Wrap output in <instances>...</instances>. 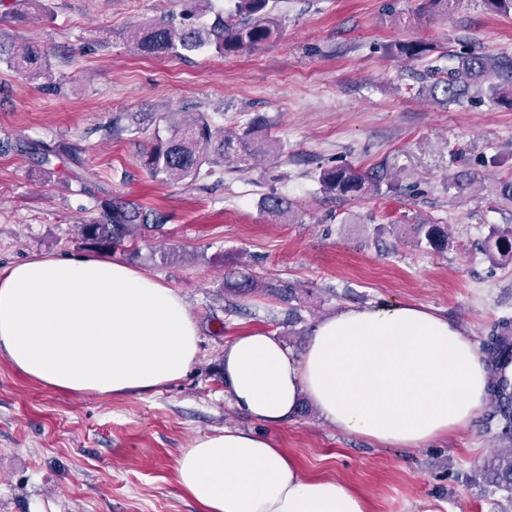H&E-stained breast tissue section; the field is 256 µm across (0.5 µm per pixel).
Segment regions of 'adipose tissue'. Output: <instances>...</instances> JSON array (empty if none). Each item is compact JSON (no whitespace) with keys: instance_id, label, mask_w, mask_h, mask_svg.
I'll use <instances>...</instances> for the list:
<instances>
[{"instance_id":"adipose-tissue-1","label":"adipose tissue","mask_w":512,"mask_h":512,"mask_svg":"<svg viewBox=\"0 0 512 512\" xmlns=\"http://www.w3.org/2000/svg\"><path fill=\"white\" fill-rule=\"evenodd\" d=\"M198 331L180 293L102 255L0 267V354L47 387L144 393L180 380ZM234 406L269 425L310 398L337 430L418 448L465 427L486 401L485 367L448 320L414 305L349 308L318 322L300 356L266 332L224 347ZM200 512H368L344 484L308 477L269 436L197 438L178 462Z\"/></svg>"}]
</instances>
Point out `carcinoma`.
Listing matches in <instances>:
<instances>
[{"label": "carcinoma", "mask_w": 512, "mask_h": 512, "mask_svg": "<svg viewBox=\"0 0 512 512\" xmlns=\"http://www.w3.org/2000/svg\"><path fill=\"white\" fill-rule=\"evenodd\" d=\"M229 12H218L209 24L198 17L211 10V0H189V7L161 20L133 24L127 38L141 55L170 54L184 56L186 52L208 50L227 56L256 49L270 41L277 30L273 12L278 0H231ZM449 0H420L419 11L424 15H448ZM6 10L16 12L32 5L40 12L49 10L41 0H0ZM394 52L407 59H416L427 52L421 42H405L394 46ZM32 80L43 78L51 89L60 91L53 82L48 53L41 47L16 40L0 39V64ZM433 81L421 87V92L446 104H460L463 99L489 97L497 105L512 107V55L492 56L470 51L457 57L447 70L434 71ZM175 113L161 112L158 122L164 125L165 136L155 135L152 145L142 157V166L149 175L162 182L194 185L197 181L224 170L232 160L248 169L258 158H273L281 151L280 141L271 137L263 119L254 118L235 133L216 129L206 112H192L182 122L174 121ZM321 191L334 197H356L379 193L383 178L374 179L349 167H331L320 172ZM260 210L287 220L292 214L291 202L271 192L262 197ZM160 217L143 207L122 201L112 202L106 221L82 225L84 237L101 247H110L122 240L133 227L157 224ZM418 247L441 252L448 244L445 227L431 220L411 226ZM485 252L493 261L512 260V225L493 226L484 242ZM267 295L283 302L296 299V287L289 283L267 282L262 288ZM487 354L490 394L489 422L495 424L503 447L482 467V476L494 490L506 493L509 507L498 512H512V325L503 322L500 331L483 341Z\"/></svg>", "instance_id": "1"}]
</instances>
